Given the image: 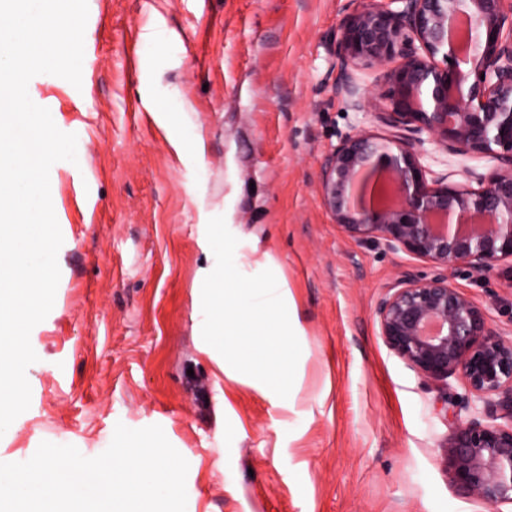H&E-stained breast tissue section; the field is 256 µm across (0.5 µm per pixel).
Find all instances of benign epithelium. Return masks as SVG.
I'll return each instance as SVG.
<instances>
[{
	"label": "benign epithelium",
	"mask_w": 512,
	"mask_h": 512,
	"mask_svg": "<svg viewBox=\"0 0 512 512\" xmlns=\"http://www.w3.org/2000/svg\"><path fill=\"white\" fill-rule=\"evenodd\" d=\"M337 56L345 93L386 133L347 135L323 164L335 223L445 268L486 275L512 260V0H376L344 21ZM361 65L384 68L382 99L360 94L352 71ZM410 130L500 168L477 189L435 176ZM375 312L386 346L424 381L454 377L468 390L467 416L444 445L454 487L512 505V340L443 272L401 275Z\"/></svg>",
	"instance_id": "benign-epithelium-1"
}]
</instances>
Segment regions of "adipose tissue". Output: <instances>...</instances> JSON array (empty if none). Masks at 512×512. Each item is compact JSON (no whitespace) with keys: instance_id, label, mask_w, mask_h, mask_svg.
<instances>
[{"instance_id":"obj_1","label":"adipose tissue","mask_w":512,"mask_h":512,"mask_svg":"<svg viewBox=\"0 0 512 512\" xmlns=\"http://www.w3.org/2000/svg\"><path fill=\"white\" fill-rule=\"evenodd\" d=\"M199 245L204 253L221 256L200 267L194 290L196 346L209 361L215 384L245 382L271 406L287 408L289 378L300 370L296 338L302 333L287 288L242 250L226 225H204Z\"/></svg>"}]
</instances>
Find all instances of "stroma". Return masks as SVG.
Instances as JSON below:
<instances>
[{
	"mask_svg": "<svg viewBox=\"0 0 512 512\" xmlns=\"http://www.w3.org/2000/svg\"><path fill=\"white\" fill-rule=\"evenodd\" d=\"M369 0H88L82 85L31 79L77 136L50 171L63 236L54 306L30 335L31 404L0 462L39 444L95 457L116 424L161 426L189 463L187 512H512L459 493L441 446L468 396L424 383L375 315L405 272L438 267L337 226L320 187L341 136L382 133L341 92L336 41ZM202 149H195V141ZM412 143L436 175L479 188L490 157ZM203 224L269 254L303 329L288 410L216 390L195 346ZM449 280L512 338V263Z\"/></svg>",
	"mask_w": 512,
	"mask_h": 512,
	"instance_id": "1",
	"label": "stroma"
}]
</instances>
